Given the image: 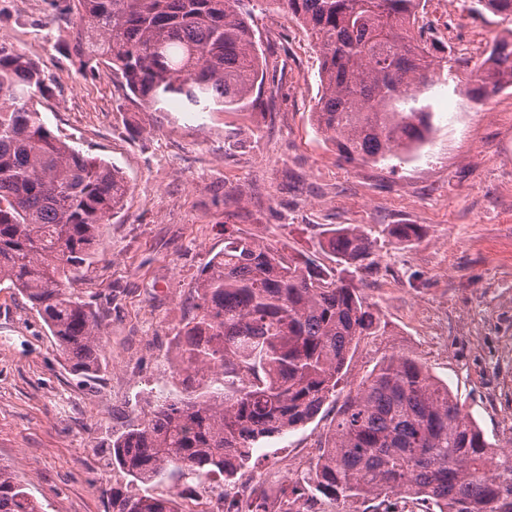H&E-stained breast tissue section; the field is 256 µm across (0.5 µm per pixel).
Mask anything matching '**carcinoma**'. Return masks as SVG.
Masks as SVG:
<instances>
[{
	"label": "carcinoma",
	"instance_id": "1",
	"mask_svg": "<svg viewBox=\"0 0 512 512\" xmlns=\"http://www.w3.org/2000/svg\"><path fill=\"white\" fill-rule=\"evenodd\" d=\"M241 0H60L83 75L111 76L142 110L178 101L185 112L233 110L263 71ZM293 16L317 48L321 95L313 124L348 163L409 156L432 130V89L450 60L415 32L422 0H268ZM512 23V0H469ZM512 86V29L475 66V101ZM50 87L34 60L0 42V285L31 303L72 363L89 377L104 357L105 317L73 285L92 264L102 228L129 186L109 162L55 136L37 105ZM393 224L398 243L421 237ZM342 266L320 267L240 232L204 267L195 314L179 347L185 393L160 396L150 416L112 440V465L129 478L112 512H184L148 487L167 474L201 485L224 476V497L256 444L310 422L336 396L363 336L385 327L351 277L370 269L374 240L358 225L326 242ZM418 499L424 512H512V438L499 453L461 413L448 385L413 355H384L349 389L303 475L282 484L275 512ZM264 482L252 512H269ZM0 512H41L19 475L0 467Z\"/></svg>",
	"mask_w": 512,
	"mask_h": 512
}]
</instances>
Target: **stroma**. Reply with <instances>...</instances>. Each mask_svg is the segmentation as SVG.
I'll return each instance as SVG.
<instances>
[{
	"mask_svg": "<svg viewBox=\"0 0 512 512\" xmlns=\"http://www.w3.org/2000/svg\"><path fill=\"white\" fill-rule=\"evenodd\" d=\"M246 7L266 58L261 104L192 116L138 110L109 77L84 78L50 0H0V42L38 62L54 89L39 107L46 126L130 187L81 285L106 317L98 377L74 372L27 299L0 288V466L42 512H108L126 482L107 463L112 438L159 394H181L178 332L228 231L332 268L330 231L364 227L376 266L354 282L386 332L361 339L344 387L384 354L410 353L488 441L512 438V88L483 103L466 94L505 23L462 0H426L417 28L454 65L428 93L429 142L376 167L340 162L316 132L319 60L301 24L267 0ZM391 224L423 234L398 244ZM335 416L326 403L305 427L261 442L247 476L319 447Z\"/></svg>",
	"mask_w": 512,
	"mask_h": 512,
	"instance_id": "obj_1",
	"label": "stroma"
}]
</instances>
